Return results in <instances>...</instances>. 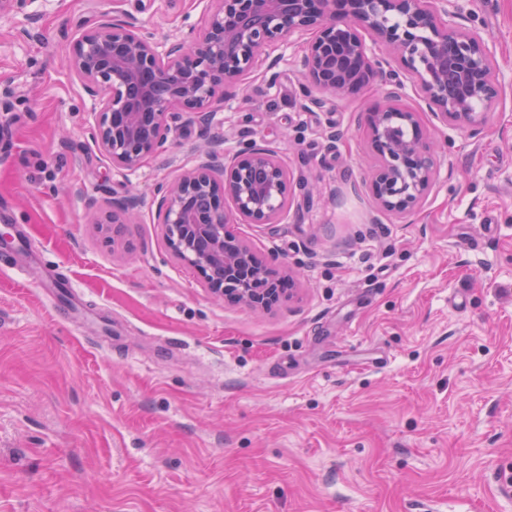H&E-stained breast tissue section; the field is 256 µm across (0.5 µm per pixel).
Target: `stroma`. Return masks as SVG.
<instances>
[{"label":"stroma","mask_w":512,"mask_h":512,"mask_svg":"<svg viewBox=\"0 0 512 512\" xmlns=\"http://www.w3.org/2000/svg\"><path fill=\"white\" fill-rule=\"evenodd\" d=\"M502 91L479 133L435 134L415 214L375 209L364 117L384 87L304 110L301 44L130 174L120 236L98 104L63 60L112 0L0 15V512H512V0H459ZM156 40L209 0H123ZM268 141L288 217L241 224L290 272L270 311L213 300L175 260L156 185L209 140Z\"/></svg>","instance_id":"1"}]
</instances>
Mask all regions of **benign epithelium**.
I'll return each instance as SVG.
<instances>
[{"label": "benign epithelium", "mask_w": 512, "mask_h": 512, "mask_svg": "<svg viewBox=\"0 0 512 512\" xmlns=\"http://www.w3.org/2000/svg\"><path fill=\"white\" fill-rule=\"evenodd\" d=\"M457 0H211L204 28L160 43L118 10L84 23L67 59L98 103L92 140L121 177L116 212L94 218L121 224L140 206L125 178L169 138L208 127L246 76L264 66L275 83L283 46L309 37L302 97L313 90L350 95L384 74L385 104L368 113V146L378 159L368 183L376 207L414 212L434 178L433 143L419 113L392 105L406 83L441 125L481 129L500 96L495 53L459 23ZM288 169L269 143L237 150L213 140L194 165L159 185L155 214L173 257L191 268L215 299L268 311L293 296L291 275L264 261L237 224H275L288 210Z\"/></svg>", "instance_id": "obj_1"}]
</instances>
